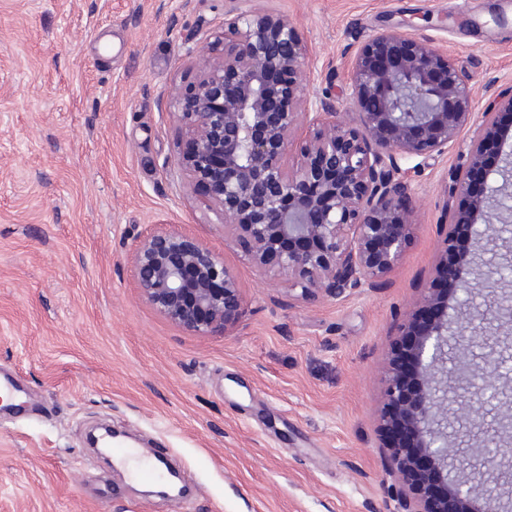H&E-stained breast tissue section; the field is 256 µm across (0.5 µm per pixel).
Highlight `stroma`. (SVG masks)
Returning a JSON list of instances; mask_svg holds the SVG:
<instances>
[{
    "label": "stroma",
    "mask_w": 512,
    "mask_h": 512,
    "mask_svg": "<svg viewBox=\"0 0 512 512\" xmlns=\"http://www.w3.org/2000/svg\"><path fill=\"white\" fill-rule=\"evenodd\" d=\"M301 31L308 92L347 99L372 31L421 35L485 87L512 86V0H264ZM230 0H0V365L24 392L0 411V512H399L381 368L435 273L441 181L459 147L412 176L417 224L375 288L289 299L224 239L173 172L168 103L189 49L224 33ZM163 229L238 277L226 333L177 327L143 297L131 249ZM107 424L176 468L189 493L148 495L87 446Z\"/></svg>",
    "instance_id": "obj_1"
}]
</instances>
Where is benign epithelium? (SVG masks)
I'll return each instance as SVG.
<instances>
[{
  "label": "benign epithelium",
  "mask_w": 512,
  "mask_h": 512,
  "mask_svg": "<svg viewBox=\"0 0 512 512\" xmlns=\"http://www.w3.org/2000/svg\"><path fill=\"white\" fill-rule=\"evenodd\" d=\"M251 2L227 13L220 50L196 51L198 79L170 104L185 137L173 171L206 189L225 240L307 303L375 288L402 260L416 225L411 173L473 126L464 162L443 181L438 264H448L467 225L475 251L463 262L489 256L486 284L495 292L501 270L512 267V260L496 261L512 223V153L505 150L512 134L501 126L502 115L512 113V90L485 87L489 102L476 112L469 72L422 37L381 30L353 55L352 126L333 99L310 98L312 70L296 24ZM491 154L504 163L499 185L488 182ZM408 160L416 164L402 167ZM132 260L145 299L177 326L208 335L241 320L245 298L236 274L196 241L158 230L136 241ZM500 308L507 322L489 321L460 296L444 299L433 280L397 325L420 373L409 392L397 362L384 368V448L403 512H500V498L458 468L448 435L450 410L483 428L472 400L458 399L480 369L491 378L496 419L512 426V390L504 386L512 377L499 373L503 357L474 351L485 348L487 336L512 339V302ZM480 447L496 449L481 456L485 468L512 455V444L496 435Z\"/></svg>",
  "instance_id": "7a95c632"
}]
</instances>
